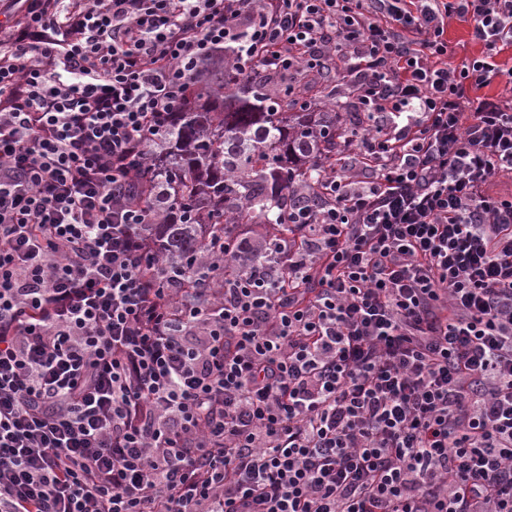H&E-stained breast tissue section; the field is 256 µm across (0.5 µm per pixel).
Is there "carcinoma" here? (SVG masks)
Returning a JSON list of instances; mask_svg holds the SVG:
<instances>
[{
    "label": "carcinoma",
    "instance_id": "1",
    "mask_svg": "<svg viewBox=\"0 0 512 512\" xmlns=\"http://www.w3.org/2000/svg\"><path fill=\"white\" fill-rule=\"evenodd\" d=\"M228 56L203 65L138 173L144 205L157 184L173 199L148 228L176 272L240 216L288 232L277 215L293 176L315 156L336 155V113L297 111L288 77L247 79Z\"/></svg>",
    "mask_w": 512,
    "mask_h": 512
}]
</instances>
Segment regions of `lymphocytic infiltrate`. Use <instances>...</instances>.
I'll use <instances>...</instances> for the list:
<instances>
[{"label": "lymphocytic infiltrate", "instance_id": "obj_1", "mask_svg": "<svg viewBox=\"0 0 512 512\" xmlns=\"http://www.w3.org/2000/svg\"><path fill=\"white\" fill-rule=\"evenodd\" d=\"M11 2L0 512H512V0ZM224 47L364 152L169 288L135 174ZM445 38L448 39L449 46L455 51V58L451 59L452 61H458L462 56L480 54L481 45L471 40L470 27L466 23L451 20L448 23Z\"/></svg>", "mask_w": 512, "mask_h": 512}]
</instances>
